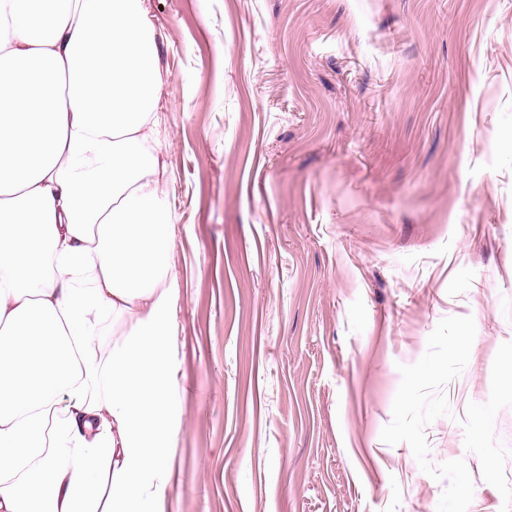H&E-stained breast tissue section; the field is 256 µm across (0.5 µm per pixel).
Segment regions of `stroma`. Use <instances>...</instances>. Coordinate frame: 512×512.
I'll list each match as a JSON object with an SVG mask.
<instances>
[{
    "mask_svg": "<svg viewBox=\"0 0 512 512\" xmlns=\"http://www.w3.org/2000/svg\"><path fill=\"white\" fill-rule=\"evenodd\" d=\"M181 427L160 512H512V0H151Z\"/></svg>",
    "mask_w": 512,
    "mask_h": 512,
    "instance_id": "1",
    "label": "stroma"
}]
</instances>
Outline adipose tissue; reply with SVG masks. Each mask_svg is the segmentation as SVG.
<instances>
[{
	"label": "adipose tissue",
	"mask_w": 512,
	"mask_h": 512,
	"mask_svg": "<svg viewBox=\"0 0 512 512\" xmlns=\"http://www.w3.org/2000/svg\"><path fill=\"white\" fill-rule=\"evenodd\" d=\"M166 94L149 0H0V512H156L165 494Z\"/></svg>",
	"instance_id": "ef3b65f1"
}]
</instances>
